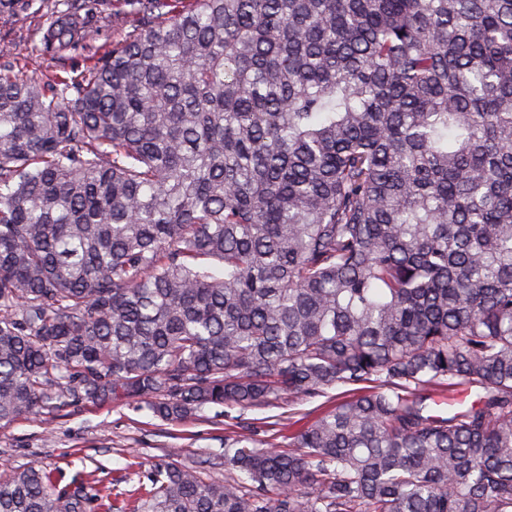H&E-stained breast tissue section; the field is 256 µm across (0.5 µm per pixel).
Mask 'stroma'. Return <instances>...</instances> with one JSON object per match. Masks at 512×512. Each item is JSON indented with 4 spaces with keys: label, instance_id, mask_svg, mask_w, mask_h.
I'll use <instances>...</instances> for the list:
<instances>
[{
    "label": "stroma",
    "instance_id": "35a3bbf8",
    "mask_svg": "<svg viewBox=\"0 0 512 512\" xmlns=\"http://www.w3.org/2000/svg\"><path fill=\"white\" fill-rule=\"evenodd\" d=\"M33 24L32 18L24 16L0 27V44L9 46L28 74L47 80L75 76L85 69L87 60L81 53L63 62L36 53ZM313 409V403L305 401L243 412L215 406L198 416L167 423L154 419L144 408L83 400L55 411L54 437L49 442L43 438L40 418L0 423V477L37 464L62 488L91 474L110 487L112 503L120 506L150 491L148 473L155 462L188 464L204 480L223 479L226 432L239 424L254 426L259 438L265 439L270 431L262 426L263 418H299Z\"/></svg>",
    "mask_w": 512,
    "mask_h": 512
}]
</instances>
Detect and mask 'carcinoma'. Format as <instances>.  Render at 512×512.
<instances>
[{
	"label": "carcinoma",
	"mask_w": 512,
	"mask_h": 512,
	"mask_svg": "<svg viewBox=\"0 0 512 512\" xmlns=\"http://www.w3.org/2000/svg\"><path fill=\"white\" fill-rule=\"evenodd\" d=\"M51 3L36 51L80 76L0 54V422L344 387L134 512H512V0ZM104 498L0 478V512Z\"/></svg>",
	"instance_id": "obj_1"
}]
</instances>
